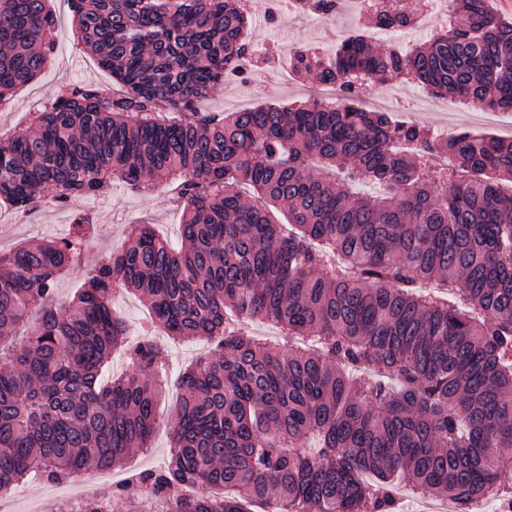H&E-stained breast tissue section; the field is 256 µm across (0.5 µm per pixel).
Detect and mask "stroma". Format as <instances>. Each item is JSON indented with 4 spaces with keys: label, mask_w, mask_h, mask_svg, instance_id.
<instances>
[{
    "label": "stroma",
    "mask_w": 512,
    "mask_h": 512,
    "mask_svg": "<svg viewBox=\"0 0 512 512\" xmlns=\"http://www.w3.org/2000/svg\"><path fill=\"white\" fill-rule=\"evenodd\" d=\"M57 18L58 47L52 65L38 78L23 89L17 90L10 107L0 109V137L10 138L14 129L24 120L26 114L55 93L62 84L81 80L106 90L115 89L112 76L103 70L96 59L89 54L76 36L75 24L67 0H51ZM360 25V17L353 7H345L338 17L337 25L313 26L305 18L295 17L285 22L267 20L265 14H257L249 31L251 41H261L270 47L291 49L294 45L310 43L333 51L340 36L354 33ZM264 80L263 70H255L248 78L226 82L214 88L201 104L207 111H235L260 104L288 105L310 98L316 91L313 82L300 78L279 83L270 88L264 96H256L254 87ZM394 97L390 112L397 119L433 127L441 123L444 112L435 105V100L423 92L407 87L399 78L367 84L360 94L364 104H371L381 97ZM87 210L96 216V230L85 251V266L70 271L57 285V299L70 300L75 288L82 280L86 266L97 263L103 256L118 251L124 244L125 229L131 224L152 225L155 232L171 244L180 242V214L175 209L169 193L153 192L138 194L124 185L112 188L110 197L104 199L77 198L70 206L58 207L46 204L37 210L34 218L36 227L18 223L9 208L0 209V249L9 250L28 239H52L64 234L76 211ZM169 353L164 370L156 379L165 389V396L158 405L160 425L156 429L151 448L135 452L123 466L113 468L116 478L124 479L143 469H158L167 463L170 456L169 426L175 416L176 397L179 393V373L182 367L194 361L202 352L198 341L168 342ZM113 485L98 476L97 469L90 468L81 475L77 486L68 483L48 484L34 487L22 481L16 484L9 498L12 512H49L62 496L107 497L112 494Z\"/></svg>",
    "instance_id": "1"
}]
</instances>
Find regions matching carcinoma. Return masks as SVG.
<instances>
[{"label":"carcinoma","mask_w":512,"mask_h":512,"mask_svg":"<svg viewBox=\"0 0 512 512\" xmlns=\"http://www.w3.org/2000/svg\"><path fill=\"white\" fill-rule=\"evenodd\" d=\"M81 43L121 93L61 86L0 140V202L28 214L112 185H174L181 247L149 224L56 283L93 218L0 250V493L34 473L60 483L149 447L165 350L128 343L114 286L141 293L173 341L219 354L186 367L170 459L79 512H397L400 482L460 512L500 493L512 465V139L438 138L359 107L390 76L432 97L512 112V23L491 0H452L463 25L409 53L371 32L417 22L381 11L327 57L293 47L297 77L342 99L198 108L248 57L246 0H68ZM50 0H0V107L55 57ZM285 206L283 233L270 206ZM34 320L26 338L20 325ZM269 320L314 347L258 342ZM121 348L135 371L102 370ZM219 488L217 496L210 489Z\"/></svg>","instance_id":"obj_1"}]
</instances>
